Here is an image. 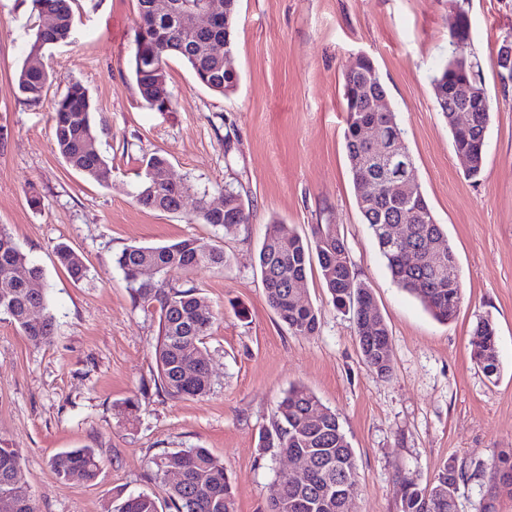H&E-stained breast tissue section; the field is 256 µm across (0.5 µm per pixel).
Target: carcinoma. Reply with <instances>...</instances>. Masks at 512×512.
Here are the masks:
<instances>
[{"mask_svg":"<svg viewBox=\"0 0 512 512\" xmlns=\"http://www.w3.org/2000/svg\"><path fill=\"white\" fill-rule=\"evenodd\" d=\"M30 12L52 23L35 25L29 44L28 61L18 70L16 84L22 100L28 104L42 101L53 73L30 60L50 45L68 44L74 37L75 0H29ZM199 0H174L172 10L158 14L153 0H138V20L134 29V49L130 60L132 77L145 104L163 111L172 102L168 80V61L177 58L193 73L199 84L222 94L224 88L237 83L224 72V61L210 53V41L224 38V24L219 23L207 33L196 32L180 21L179 12L191 9ZM374 67L365 55L344 73L343 98L346 103L344 141L350 163L356 203L372 237L377 242L393 281L417 298L438 320L452 319L462 299L458 265H436L430 256L431 244L447 240L425 196L417 192L414 200L397 199L384 193L383 173L371 175L364 169L370 149L361 141L358 123L377 120L385 126L389 137L404 134L397 117L383 112H369L373 97L387 95L380 78L366 80ZM467 79L484 86L479 72L461 52L453 51L445 64L433 75L431 84L450 85ZM437 109L448 121L456 153L471 158L468 176L480 175L487 153V131L490 113L475 112L471 122L460 128L454 123L452 110L460 103L452 96L435 98ZM54 144L64 162L76 172L96 181L107 182L112 172L109 162L97 145L94 109L87 89L76 80H69L64 92L55 100ZM168 166V160L153 155L137 173L135 201L146 209L177 212L191 191L186 183L158 181L153 172ZM195 220L203 224L224 226L230 233L240 224L249 223V214L241 193L224 198L221 211L208 208L206 196L197 199ZM389 224H407L409 240L389 247L384 229ZM409 248L421 252L416 264L406 254ZM58 264L75 282L87 277L82 258L68 245L54 249ZM258 262L269 305L279 320L292 333L310 336L317 332L318 311L307 298L306 289L294 288L304 281L312 265H317L323 287L337 310L352 314L361 355L367 365L379 374L391 369L389 330L376 304L369 284L359 278L350 260L344 238L334 224H315L311 236L296 232L282 234V224L267 225ZM130 290L133 303L158 318V336L154 359L160 388L173 399L203 397L210 393L212 380L204 340L217 320V313L202 303L193 286L175 284L179 276L199 270L224 272L228 258L217 246L204 248L193 238L158 245H131L115 259ZM146 265L156 268L153 279L142 277ZM299 298H294V295ZM31 307L41 311L40 321L30 322L26 314ZM0 314L9 317L25 338L35 346L50 342L55 330V316L48 302V288L42 268L30 263L27 255L0 227ZM472 357L487 374L498 371L497 336L493 323L481 319L473 330ZM259 447L277 448L287 455L308 454V474L294 481L280 475L282 492L273 498L267 512H349V501L343 495L348 485H356L358 471L354 449L351 448L335 411L324 406L308 388L294 385L288 389L277 408L276 420L270 429L260 433ZM156 475L163 477L170 470L180 480L167 484L168 498L175 512H235L234 485L224 463L206 448H187L152 459ZM54 474L67 479L78 474L93 480L99 459L92 448H72L50 460ZM500 485L493 486L481 512H496L497 496L512 494V452L502 453L492 462ZM462 472L455 461H447L439 470L433 485L422 486L408 481L399 492L398 512H457L456 493ZM26 482L18 453L13 448H0V504L10 499L15 486ZM113 512H159V503L151 495H129L121 499Z\"/></svg>","mask_w":512,"mask_h":512,"instance_id":"cac0c4a2","label":"carcinoma"}]
</instances>
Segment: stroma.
Segmentation results:
<instances>
[{
	"label": "stroma",
	"instance_id": "stroma-1",
	"mask_svg": "<svg viewBox=\"0 0 512 512\" xmlns=\"http://www.w3.org/2000/svg\"><path fill=\"white\" fill-rule=\"evenodd\" d=\"M469 22L465 54L495 110L480 176L467 177L431 78L448 58L450 27ZM137 0H78L72 43L46 53L57 80L24 103L15 74L34 17L26 0H0V225L39 265L56 318L49 344L32 345L0 315V446L17 449L38 512H112L118 495L146 493L174 512L153 458L203 447L235 480L236 512H266L286 457L258 445L290 386L309 388L336 411L355 451L352 512H396L400 482L432 483L446 461L461 465L458 512H480L490 464L512 448V82L497 52L512 41V0H238L233 65L224 95L170 60L173 104L144 105L130 73ZM371 57L414 159V179L442 224L461 271L456 317L440 322L392 280L363 224L344 148V72ZM76 79L95 108L98 145L112 165L98 184L55 150L51 103ZM165 156L173 179L219 201L238 188L249 221L232 233L182 211L142 208L134 198L144 159ZM41 195L28 203V189ZM300 235L334 224L389 329L392 363L382 376L363 360L349 314L329 299L318 271L304 286L319 311L312 336L288 331L269 305L258 251L272 219ZM194 238L221 246L224 273L191 281L219 318L206 339L213 390L173 399L157 382L158 320L136 309L114 256L129 245ZM67 243L88 275L74 282L54 247ZM497 328L499 370L471 355L480 319ZM135 412H128V404ZM93 448L94 481L62 480L49 461Z\"/></svg>",
	"mask_w": 512,
	"mask_h": 512
}]
</instances>
